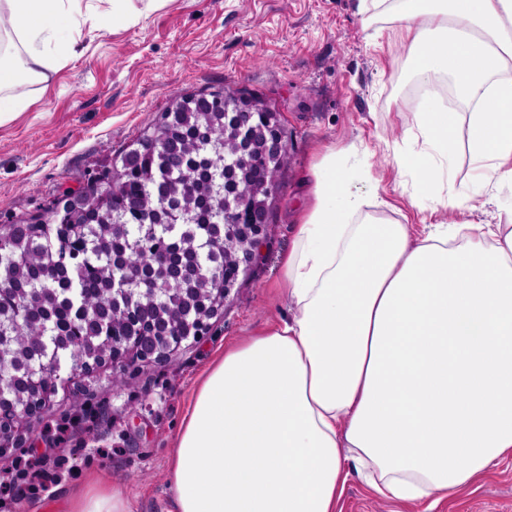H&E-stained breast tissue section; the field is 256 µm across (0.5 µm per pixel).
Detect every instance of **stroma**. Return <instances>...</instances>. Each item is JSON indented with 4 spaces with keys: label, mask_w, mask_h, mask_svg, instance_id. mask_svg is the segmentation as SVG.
I'll return each mask as SVG.
<instances>
[{
    "label": "stroma",
    "mask_w": 512,
    "mask_h": 512,
    "mask_svg": "<svg viewBox=\"0 0 512 512\" xmlns=\"http://www.w3.org/2000/svg\"><path fill=\"white\" fill-rule=\"evenodd\" d=\"M410 75L389 23L379 16L363 28L358 0H170L135 27L83 37L47 83L34 85L29 109L0 125V222L37 214L59 189L79 187L134 141L171 96L209 86L243 88L275 105L292 158L268 238L223 313L168 361L127 374L122 388H114L108 366L59 385L14 456L0 459V472L30 453L67 456L77 476L40 497L8 501L0 512H63L67 496L92 472L118 481L131 512H171L172 439L211 355L294 313L284 298L281 263L310 165L326 148L362 143L386 216L417 237L440 221L430 202L409 205L415 184L394 161L422 147L403 131L402 115L415 103L404 92ZM407 512H512V459L458 497L418 502Z\"/></svg>",
    "instance_id": "stroma-1"
}]
</instances>
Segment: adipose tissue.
I'll return each mask as SVG.
<instances>
[{"instance_id":"1","label":"adipose tissue","mask_w":512,"mask_h":512,"mask_svg":"<svg viewBox=\"0 0 512 512\" xmlns=\"http://www.w3.org/2000/svg\"><path fill=\"white\" fill-rule=\"evenodd\" d=\"M168 0H0V124L31 104L83 34L139 24ZM411 76L447 77L461 112L422 98L421 152L397 157L421 192L448 180L465 130L474 187L433 211L478 212L512 191V0H400ZM362 150H327L307 177L283 260L292 319L225 347L168 461L172 512H336L350 475L406 506L452 498L512 458V225L423 237L385 218ZM66 512H131L103 478Z\"/></svg>"}]
</instances>
